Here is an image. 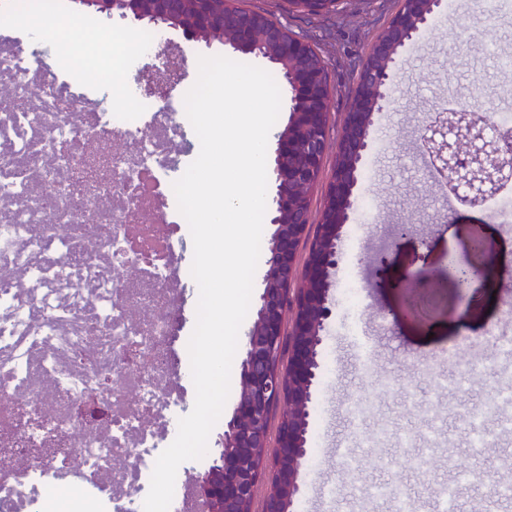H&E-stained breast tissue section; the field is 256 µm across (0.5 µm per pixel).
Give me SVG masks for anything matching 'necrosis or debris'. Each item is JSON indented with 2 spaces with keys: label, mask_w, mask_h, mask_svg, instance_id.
Wrapping results in <instances>:
<instances>
[{
  "label": "necrosis or debris",
  "mask_w": 512,
  "mask_h": 512,
  "mask_svg": "<svg viewBox=\"0 0 512 512\" xmlns=\"http://www.w3.org/2000/svg\"><path fill=\"white\" fill-rule=\"evenodd\" d=\"M112 29L61 85L0 47V512H143L181 401L171 344L181 247L165 205L182 139L170 59ZM56 115L55 124L44 121Z\"/></svg>",
  "instance_id": "1"
}]
</instances>
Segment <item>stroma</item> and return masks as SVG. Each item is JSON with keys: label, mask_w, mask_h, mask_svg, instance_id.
I'll return each mask as SVG.
<instances>
[{"label": "stroma", "mask_w": 512, "mask_h": 512, "mask_svg": "<svg viewBox=\"0 0 512 512\" xmlns=\"http://www.w3.org/2000/svg\"><path fill=\"white\" fill-rule=\"evenodd\" d=\"M15 0H0V26H7L18 50L37 44L40 63L50 72L69 77L61 53L44 31L11 25ZM50 14L77 27L84 41L102 36L122 24L131 39L154 32V25L120 20L79 4L78 0H49ZM244 8L268 12L297 35L316 44L323 55L334 91V124H341L362 61L394 13L397 0H342L338 16L324 18L289 10L286 0H241ZM168 41L183 52L188 91L198 75V59L221 55L271 70L268 61L210 42L186 38L170 28ZM401 81L391 90L388 111L375 114L370 150L364 162L365 188L357 198L352 222L362 231L355 245H342V260L333 274L331 297L335 313L324 332L325 375L318 403L311 413L313 454L300 476L303 488L293 512H395L392 501H364L360 491L382 483L401 485L410 512H438L437 490L456 487L455 512H483L487 488L460 484L461 467L480 462L485 473L512 481V432L500 429L507 408L489 413L485 406L505 382L512 380V361L497 357L494 347L477 345L461 356L439 360L448 344L466 332L486 337L496 333L512 338V287L499 288L493 300L479 309L467 307L447 273L448 257L486 265L512 252V224L492 211L459 209L453 229L444 232L440 217L446 200L427 179L418 153V128L440 101L467 94L478 86L476 101L512 117V13L490 12L474 0H450L416 41L396 59ZM409 221L431 237L429 250L417 238L407 239L394 254L378 287H369L367 257L390 235L394 225ZM485 248L474 251L473 238ZM359 291L357 316H350L342 292L345 278ZM390 313L389 322L376 317ZM369 356L370 370L359 361ZM485 369L467 393L455 382L476 363ZM357 397L370 404L367 413L352 417L347 407ZM484 415L488 434L484 447L473 449L463 411ZM382 435L380 447L367 441ZM428 468L413 467L420 456ZM358 461L359 492L343 480L345 458Z\"/></svg>", "instance_id": "35a3bbf8"}]
</instances>
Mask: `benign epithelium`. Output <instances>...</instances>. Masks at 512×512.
<instances>
[{
    "label": "benign epithelium",
    "mask_w": 512,
    "mask_h": 512,
    "mask_svg": "<svg viewBox=\"0 0 512 512\" xmlns=\"http://www.w3.org/2000/svg\"><path fill=\"white\" fill-rule=\"evenodd\" d=\"M132 23L143 21L124 0H80ZM176 0H154V25L166 23ZM446 0H397L396 10L375 39L369 54L386 59L375 68L362 63L350 105L336 138L333 172L325 197L336 203V223L310 224L307 197L289 187L310 189L321 179L330 145L333 97L324 93V74L299 67L280 69L287 91V120L267 146L270 216L267 269L257 296L254 323L240 360L242 390L216 440L211 465L194 479L196 494L208 512H290L301 493L300 475L313 445L311 409L317 402L324 366L322 344L335 305L331 274L340 260V243L362 185V162L376 113L390 106V92L400 80L395 62L413 43ZM312 45L297 36L282 45L283 55L300 58ZM474 105L441 102L419 127V156L427 178L440 194L483 211L490 200L512 187V128L488 131ZM314 234H309V230ZM416 234V225L397 224L385 245L368 258L373 282L383 280L392 255ZM460 299L470 305L471 290L500 287L512 276V261L500 273L448 258ZM279 415L276 428L271 418Z\"/></svg>",
    "instance_id": "1"
}]
</instances>
